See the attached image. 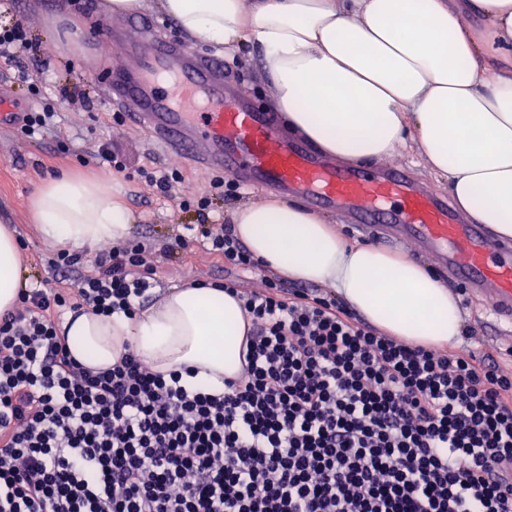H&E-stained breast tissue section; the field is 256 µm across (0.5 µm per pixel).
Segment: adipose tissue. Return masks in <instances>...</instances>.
<instances>
[{
  "label": "adipose tissue",
  "instance_id": "1",
  "mask_svg": "<svg viewBox=\"0 0 512 512\" xmlns=\"http://www.w3.org/2000/svg\"><path fill=\"white\" fill-rule=\"evenodd\" d=\"M189 38L252 48L289 132L324 155L371 165L406 151L446 180L456 207L491 240H512V0H156ZM477 14L482 24L466 23ZM41 238L91 251L136 222L120 184L52 179L32 200ZM232 231L265 267L336 291L383 332L423 346L455 342L465 316L427 266L346 239L325 216L283 199L243 204ZM0 225V312L30 282ZM72 355L111 367L132 347L154 370L196 368L218 390L241 370L247 325L220 288H171L139 314L65 320Z\"/></svg>",
  "mask_w": 512,
  "mask_h": 512
}]
</instances>
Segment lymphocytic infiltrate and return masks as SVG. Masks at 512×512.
Segmentation results:
<instances>
[{
	"label": "lymphocytic infiltrate",
	"mask_w": 512,
	"mask_h": 512,
	"mask_svg": "<svg viewBox=\"0 0 512 512\" xmlns=\"http://www.w3.org/2000/svg\"><path fill=\"white\" fill-rule=\"evenodd\" d=\"M211 254L259 269L234 234ZM145 242L81 256L0 313V512H512V374L492 354L386 335L335 295L225 280L249 322L220 392L134 350L94 370L64 311L135 314Z\"/></svg>",
	"instance_id": "1"
}]
</instances>
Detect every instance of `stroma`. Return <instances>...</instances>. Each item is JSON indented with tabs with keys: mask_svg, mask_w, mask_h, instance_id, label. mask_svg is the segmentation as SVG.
<instances>
[{
	"mask_svg": "<svg viewBox=\"0 0 512 512\" xmlns=\"http://www.w3.org/2000/svg\"><path fill=\"white\" fill-rule=\"evenodd\" d=\"M107 0H8L0 6V27L22 24L37 53L21 55L19 62L0 60V89L20 107L33 112L41 106L56 110L52 128L27 136L15 123L0 125V224L12 226L25 244L24 254L32 287L47 277L53 245L40 240L30 212V199L49 178L61 172L89 175L116 182L137 214L132 238L151 245L155 255L154 284L165 290L194 281L232 277L244 287L259 286L260 275L225 265L204 247L201 225L221 224L226 214L244 203H261L272 194L260 189L209 194L210 176L197 175L178 155L157 147L136 128L127 113L104 96L100 76L106 72L117 46L105 34L111 18ZM191 50L224 65V81L238 98L272 110V82L255 70L242 52L220 50L189 41ZM45 81L41 97H32L29 83ZM111 143L124 160V171L110 169L97 157L103 143ZM180 171L181 183L170 195L149 187L144 172ZM208 195L207 209L183 207L182 201ZM188 248H179L180 240ZM439 280L458 295L468 316L470 333L461 344L476 353L492 352L512 369V322L494 313L484 297L468 284L440 275Z\"/></svg>",
	"mask_w": 512,
	"mask_h": 512,
	"instance_id": "1",
	"label": "stroma"
}]
</instances>
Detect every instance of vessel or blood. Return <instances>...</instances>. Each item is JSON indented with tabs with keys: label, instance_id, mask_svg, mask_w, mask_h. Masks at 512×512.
Instances as JSON below:
<instances>
[{
	"label": "vessel or blood",
	"instance_id": "b4317fda",
	"mask_svg": "<svg viewBox=\"0 0 512 512\" xmlns=\"http://www.w3.org/2000/svg\"><path fill=\"white\" fill-rule=\"evenodd\" d=\"M136 67L114 59L104 83L135 125L199 173L220 168L246 186L304 197L361 229L384 228L417 244L471 284L498 315L512 316V245L458 222L447 199L413 187L404 172L341 168L281 135L270 112L234 98L223 68L133 20L114 36Z\"/></svg>",
	"mask_w": 512,
	"mask_h": 512
}]
</instances>
